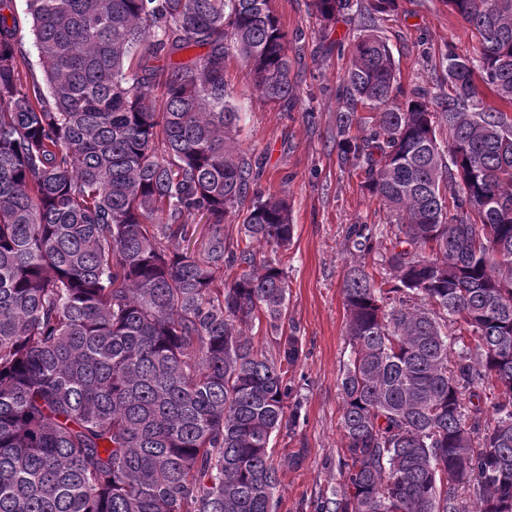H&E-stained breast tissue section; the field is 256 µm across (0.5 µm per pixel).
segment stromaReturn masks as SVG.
I'll return each mask as SVG.
<instances>
[{"label": "stroma", "instance_id": "35a3bbf8", "mask_svg": "<svg viewBox=\"0 0 512 512\" xmlns=\"http://www.w3.org/2000/svg\"><path fill=\"white\" fill-rule=\"evenodd\" d=\"M273 7L288 33L293 107L284 112L267 103L233 53L224 60V84L240 116V147L261 167L258 188L287 196L295 227L279 258L288 276V324L303 348L291 371L302 411L299 422L281 428L272 441L279 475L275 512H317L321 499L342 483L338 381L350 356L342 286L348 267L362 260L348 228L382 223L385 210L363 188L359 173L339 168L336 158L338 91L362 30L359 15L325 31L309 0H273ZM376 29L392 51L405 98L417 89L441 94L447 52L470 57L477 45L444 0H399L397 11L380 16Z\"/></svg>", "mask_w": 512, "mask_h": 512}]
</instances>
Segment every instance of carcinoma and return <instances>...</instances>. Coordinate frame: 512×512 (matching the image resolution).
<instances>
[{
  "label": "carcinoma",
  "mask_w": 512,
  "mask_h": 512,
  "mask_svg": "<svg viewBox=\"0 0 512 512\" xmlns=\"http://www.w3.org/2000/svg\"><path fill=\"white\" fill-rule=\"evenodd\" d=\"M446 2L476 57L401 102L373 30L398 0H310L326 28L364 20L336 149L387 217L349 228L377 259L344 279L343 484L320 512H512V0ZM25 4L34 62L0 0V512H274L302 344L266 252L294 225L256 189L224 60L286 111L288 34L271 0ZM196 214L203 250L170 248Z\"/></svg>",
  "instance_id": "carcinoma-1"
}]
</instances>
